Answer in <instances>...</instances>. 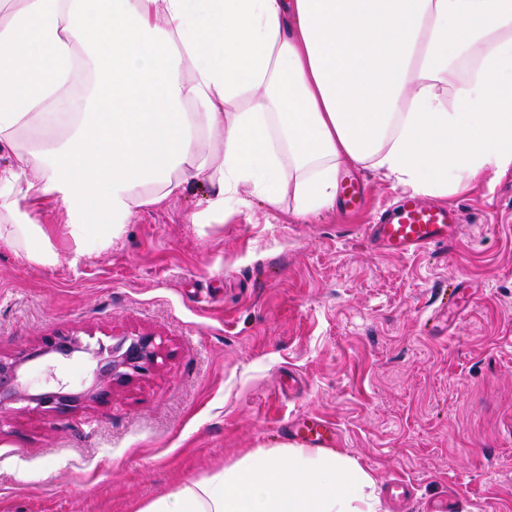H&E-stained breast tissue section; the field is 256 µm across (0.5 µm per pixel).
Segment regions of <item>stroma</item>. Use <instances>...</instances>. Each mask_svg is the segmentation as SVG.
I'll return each instance as SVG.
<instances>
[{
    "label": "stroma",
    "mask_w": 512,
    "mask_h": 512,
    "mask_svg": "<svg viewBox=\"0 0 512 512\" xmlns=\"http://www.w3.org/2000/svg\"><path fill=\"white\" fill-rule=\"evenodd\" d=\"M351 183L355 212L299 216L256 199L200 224L189 217L208 188L194 184L81 257L62 201L35 200L58 261L0 246V351L78 328L92 344L154 334L165 359L86 409L1 420L0 512H141L286 444L281 424L305 414L337 424L340 451L378 493L410 482L407 512L450 494L458 512H512V169L446 197L459 236L407 256L377 253L364 235L401 187L365 167L340 171ZM92 369L55 357L26 383L39 392L52 372L77 392Z\"/></svg>",
    "instance_id": "obj_1"
}]
</instances>
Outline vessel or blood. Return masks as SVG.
<instances>
[{
	"instance_id": "b4317fda",
	"label": "vessel or blood",
	"mask_w": 512,
	"mask_h": 512,
	"mask_svg": "<svg viewBox=\"0 0 512 512\" xmlns=\"http://www.w3.org/2000/svg\"><path fill=\"white\" fill-rule=\"evenodd\" d=\"M462 227L460 214L450 206L424 203L405 194L378 223L369 225L367 238L379 253L408 255L453 240ZM291 439L310 448H330L340 441L333 423L319 416H300L289 421Z\"/></svg>"
}]
</instances>
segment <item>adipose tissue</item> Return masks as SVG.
I'll list each match as a JSON object with an SVG mask.
<instances>
[{
    "instance_id": "ef3b65f1",
    "label": "adipose tissue",
    "mask_w": 512,
    "mask_h": 512,
    "mask_svg": "<svg viewBox=\"0 0 512 512\" xmlns=\"http://www.w3.org/2000/svg\"><path fill=\"white\" fill-rule=\"evenodd\" d=\"M224 136L213 155L210 136ZM0 243L76 256L193 182L208 214L336 203L341 167L423 195L512 168V0H0ZM142 512H381L328 448H260Z\"/></svg>"
}]
</instances>
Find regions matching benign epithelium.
<instances>
[{
  "instance_id": "obj_1",
  "label": "benign epithelium",
  "mask_w": 512,
  "mask_h": 512,
  "mask_svg": "<svg viewBox=\"0 0 512 512\" xmlns=\"http://www.w3.org/2000/svg\"><path fill=\"white\" fill-rule=\"evenodd\" d=\"M81 330L57 333L44 338L30 348L14 354L0 353V414L11 405L24 401L42 412H61L86 407L95 402L102 392L122 386L135 377L154 372L163 358V345L152 334H140L123 338L115 345L98 342L93 348L80 337ZM86 354L95 363L92 384L81 392H70L67 385L56 380L48 371L47 380L56 385L47 391L31 393L25 384L24 367L49 355L70 358Z\"/></svg>"
}]
</instances>
